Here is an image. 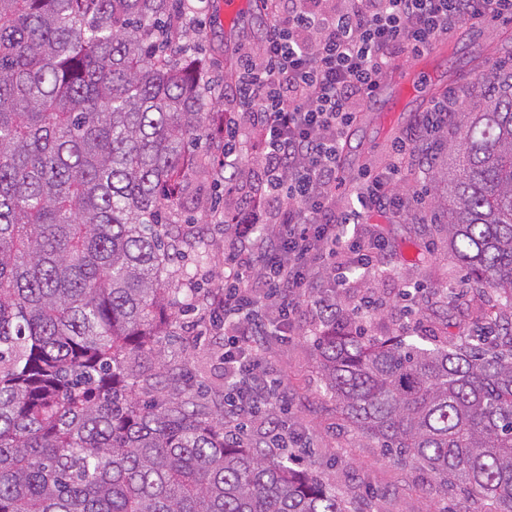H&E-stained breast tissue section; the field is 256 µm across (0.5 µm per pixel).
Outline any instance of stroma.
Listing matches in <instances>:
<instances>
[{
  "instance_id": "stroma-1",
  "label": "stroma",
  "mask_w": 512,
  "mask_h": 512,
  "mask_svg": "<svg viewBox=\"0 0 512 512\" xmlns=\"http://www.w3.org/2000/svg\"><path fill=\"white\" fill-rule=\"evenodd\" d=\"M196 24L182 46L202 65H211L224 39L261 51L264 24L244 11L234 28L224 23V0H189ZM512 57V21L492 20L459 29L455 36L440 42L426 60L402 55L395 61L388 82H407L410 74L425 70L433 75L409 92L403 101L374 105L360 113L351 127L341 151L340 164L347 176L362 170L377 171L390 154L394 141L425 111L435 96L448 90L462 91L463 108L482 105L484 78L502 61ZM454 132L440 134L436 160L426 174L406 171L397 184L400 193L411 195L425 189L423 201L409 210L394 214L369 213L360 230L365 237L383 244V255L394 268V275H369L355 280L348 292L333 287V273H321L320 287L304 289L293 315L294 332L288 340L270 339L264 354L280 383L279 401L268 414H287L292 430L303 436L310 453L305 468L321 472L336 485L341 495L352 496L362 512H480L482 505L461 490L448 495L435 493L426 471L397 465L382 449L358 437L343 419L335 401L325 394L318 368L315 337L322 330L316 302L326 296L344 309L357 306L361 298L377 299L379 309L367 313L374 334L388 336L397 330H419L463 342L486 326L485 311L497 304L492 289L467 281L464 271L448 254V236L439 210L444 202L448 168V142ZM205 235L217 247L214 258L197 264L186 256L181 264L191 277L199 297H207L224 284V248L234 236L215 218L195 213ZM409 282L423 284L419 293H406ZM224 346L212 335H205L195 346L185 372L200 391L225 389Z\"/></svg>"
}]
</instances>
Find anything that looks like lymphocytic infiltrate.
<instances>
[{"instance_id": "1", "label": "lymphocytic infiltrate", "mask_w": 512, "mask_h": 512, "mask_svg": "<svg viewBox=\"0 0 512 512\" xmlns=\"http://www.w3.org/2000/svg\"><path fill=\"white\" fill-rule=\"evenodd\" d=\"M512 18V0H271L261 53L240 51L236 105L224 117V164L243 154L257 161L260 185L233 189L219 222L235 227L238 242L256 250L259 267L231 254L224 288L207 305L212 329L224 335V374L236 392L228 421L258 416L278 395L262 366L270 336L294 327L292 301L328 260L343 258L340 287L369 270L379 242L349 234L371 211L409 204L395 184L411 166L425 171L420 150L447 128L456 95L434 100L397 140L383 172L355 184L356 204L336 209L345 186L341 144L395 57L420 56L434 42L485 17Z\"/></svg>"}]
</instances>
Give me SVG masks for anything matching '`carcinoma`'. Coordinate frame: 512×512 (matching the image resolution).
I'll list each match as a JSON object with an SVG mask.
<instances>
[{"mask_svg": "<svg viewBox=\"0 0 512 512\" xmlns=\"http://www.w3.org/2000/svg\"><path fill=\"white\" fill-rule=\"evenodd\" d=\"M188 0H0V512H359L269 437L228 434L226 395L166 392L163 341L194 306L184 202L224 183L200 149L202 67L168 54ZM458 111L448 250L500 311L472 341L370 336L350 311L315 339L346 422L512 512V67Z\"/></svg>", "mask_w": 512, "mask_h": 512, "instance_id": "obj_1", "label": "carcinoma"}]
</instances>
